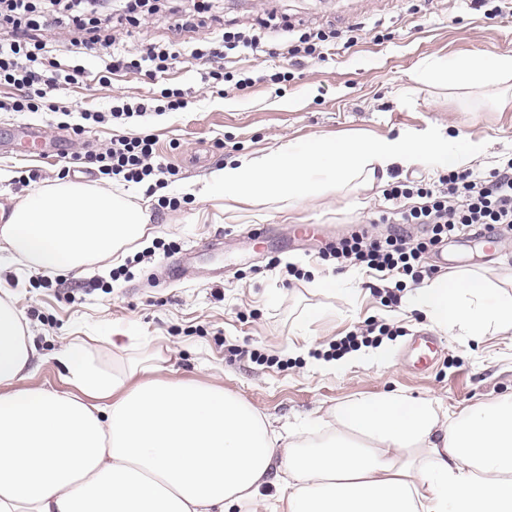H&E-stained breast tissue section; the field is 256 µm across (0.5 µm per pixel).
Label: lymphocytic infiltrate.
Listing matches in <instances>:
<instances>
[{"label": "lymphocytic infiltrate", "mask_w": 512, "mask_h": 512, "mask_svg": "<svg viewBox=\"0 0 512 512\" xmlns=\"http://www.w3.org/2000/svg\"><path fill=\"white\" fill-rule=\"evenodd\" d=\"M136 9L132 0H0V16L9 25L0 34V86L14 90L8 101H0V110L67 116L71 106L55 100L61 84L77 85L93 76L99 84L108 85L113 77L142 70L154 75L168 73L181 55L182 43H149L134 54L121 50V40L113 33L114 22ZM55 29L71 33L70 46L76 53L104 57L103 69L92 75L83 65L62 63L56 46L46 37L47 31ZM277 30V25L261 18L254 26L223 28L196 40L191 57L203 64L201 83L228 93L264 81L277 84L285 80L282 72L266 76L228 70L230 59L247 50H263L272 57L285 55L298 63L324 59L326 35L322 31L291 27L285 39L277 41L273 38ZM188 95V90L171 83L150 98L128 96L104 111L81 110L82 122L73 129L72 162L90 166L117 183L146 184L148 193H155L177 171L161 159L154 135H115L94 150L84 135L99 125H124L185 109ZM384 196L392 203L381 218L390 227L387 235L379 237L359 226L327 244L321 258L340 269L352 265L390 275L394 285L385 291L389 306L397 304L400 292L435 274L426 258L442 242L467 230L512 231V161L486 177L468 168L451 169L440 175L433 187L398 181L385 189ZM412 197L416 205L404 207V200Z\"/></svg>", "instance_id": "obj_1"}]
</instances>
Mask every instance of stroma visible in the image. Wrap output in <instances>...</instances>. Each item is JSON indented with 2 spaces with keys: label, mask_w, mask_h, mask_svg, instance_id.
Returning a JSON list of instances; mask_svg holds the SVG:
<instances>
[{
  "label": "stroma",
  "mask_w": 512,
  "mask_h": 512,
  "mask_svg": "<svg viewBox=\"0 0 512 512\" xmlns=\"http://www.w3.org/2000/svg\"><path fill=\"white\" fill-rule=\"evenodd\" d=\"M269 8L291 23L328 33L327 59L296 67L283 57L242 54L241 67L290 74L281 85L260 83L243 96L201 89L200 64L188 57L162 80L141 72L106 87L90 80L57 90V101L91 110L118 96L151 95L164 80L191 89L196 98L186 110L152 117L148 124H106L88 136L96 145L149 127L159 154L177 168L162 195L178 198V209L156 210L157 198L146 195L143 185L125 186L131 201L150 210L142 239L87 272L68 275L16 263L0 248V297L12 298L41 356L31 384L66 389L54 353L70 336L85 338L102 365L125 366L129 352L113 348L108 339L130 334L143 337L146 352L155 357L147 378L224 387L270 416L279 432L360 395L400 392L448 408L512 396V335L479 341L441 337L443 355L434 370L412 372L404 352L416 332L429 329L425 316L403 303L383 306L365 272L352 284L316 288L317 278L337 274L335 265L318 256L326 241L302 244L294 237L299 224L329 226L342 237L348 226L371 221L375 232H384L377 219L387 207V183L405 178L431 183L437 173L397 169L373 188L346 196L283 211L274 204L240 203L231 216L224 199L203 203L182 191L188 184L203 185L224 163L291 140L379 139L430 125L484 141L488 155L472 168L489 174L512 157V89L502 104L475 91L418 83L412 75L428 60L512 54V18L487 20L472 0H431L417 12L408 0H270ZM351 36L357 43L349 48L345 41ZM21 123L58 131L49 113L0 111V169L13 174L0 182V225L31 187L57 182L63 165L58 158L22 157L8 148L13 128ZM24 170L37 173L34 186L17 181ZM156 240L170 244L173 253L188 254L185 277L154 283L156 266L144 262L134 267L133 278L110 281L113 268ZM428 262L442 275L471 270L496 282L512 271V239L491 247L485 236H461L430 253ZM291 266L300 277L288 275ZM314 311L320 317L307 334H295V326ZM372 320L398 330L381 340L387 352L383 361H361L335 372L316 366L331 344Z\"/></svg>",
  "instance_id": "obj_1"
}]
</instances>
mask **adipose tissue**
Returning a JSON list of instances; mask_svg holds the SVG:
<instances>
[{"label": "adipose tissue", "mask_w": 512, "mask_h": 512, "mask_svg": "<svg viewBox=\"0 0 512 512\" xmlns=\"http://www.w3.org/2000/svg\"><path fill=\"white\" fill-rule=\"evenodd\" d=\"M419 79L495 88L512 55L437 59ZM482 142L442 127L394 137L289 141L211 171L208 201L304 202L377 173L461 167ZM149 215L126 193L60 181L18 203L0 241L25 265L81 271L145 234ZM451 338L512 333V294L465 271L406 297ZM39 355L11 300L0 298V512H512V397L444 411L396 393L337 404L329 424L288 429L222 387L132 383L140 369L97 366L80 339L56 352L68 390L29 385ZM276 495H268V487Z\"/></svg>", "instance_id": "ef3b65f1"}]
</instances>
